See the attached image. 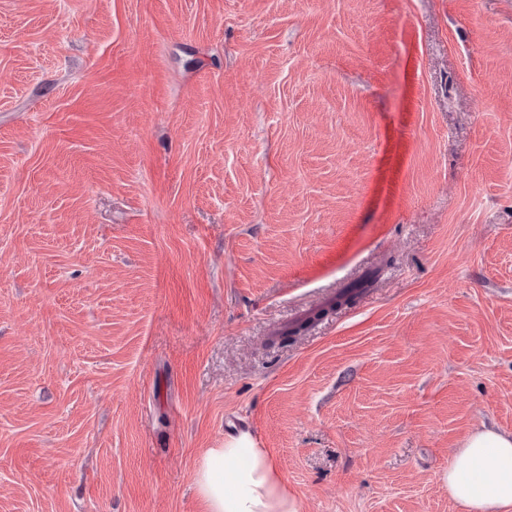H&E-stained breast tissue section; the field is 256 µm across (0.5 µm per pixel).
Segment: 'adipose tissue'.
Returning <instances> with one entry per match:
<instances>
[{
	"mask_svg": "<svg viewBox=\"0 0 512 512\" xmlns=\"http://www.w3.org/2000/svg\"><path fill=\"white\" fill-rule=\"evenodd\" d=\"M207 512H297L276 463L250 433L208 449L196 472ZM452 496L474 512L512 507V434L485 427L469 434L448 467Z\"/></svg>",
	"mask_w": 512,
	"mask_h": 512,
	"instance_id": "adipose-tissue-1",
	"label": "adipose tissue"
}]
</instances>
